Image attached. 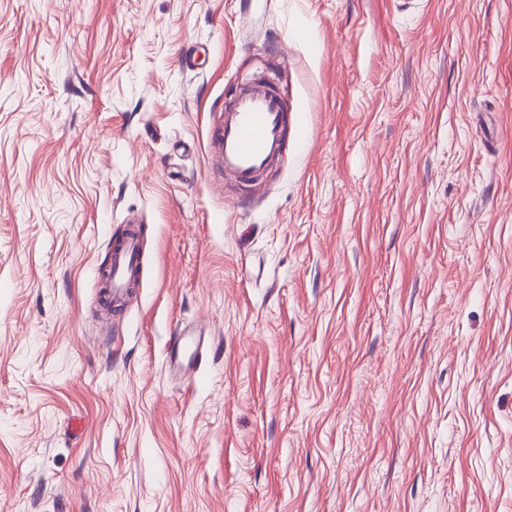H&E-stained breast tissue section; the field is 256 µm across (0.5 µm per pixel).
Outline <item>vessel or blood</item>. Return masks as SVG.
<instances>
[{
    "label": "vessel or blood",
    "mask_w": 512,
    "mask_h": 512,
    "mask_svg": "<svg viewBox=\"0 0 512 512\" xmlns=\"http://www.w3.org/2000/svg\"><path fill=\"white\" fill-rule=\"evenodd\" d=\"M288 112L284 95L262 80L243 84L225 106L223 123L213 143L225 174L238 185L254 183L284 153L287 131H294L297 140H304L303 127L289 129ZM140 261L139 235L133 232L112 250L108 283L112 296L125 295ZM206 342L201 331L193 328L174 332L167 353L169 366L180 367L187 375L195 373Z\"/></svg>",
    "instance_id": "vessel-or-blood-1"
}]
</instances>
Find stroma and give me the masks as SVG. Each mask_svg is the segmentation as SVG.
<instances>
[{
    "instance_id": "obj_1",
    "label": "stroma",
    "mask_w": 512,
    "mask_h": 512,
    "mask_svg": "<svg viewBox=\"0 0 512 512\" xmlns=\"http://www.w3.org/2000/svg\"><path fill=\"white\" fill-rule=\"evenodd\" d=\"M0 512H512V0H0ZM288 112L284 95L266 81L243 84L224 107L223 123L212 141L224 174L240 186L261 177L285 151ZM141 261V245L138 228L127 235L119 246L112 250L111 278L108 288L113 297L124 296L130 286L134 271L138 272ZM196 329H180L170 336V345L167 353L168 367L172 370L175 366L183 368L181 376L193 374L198 369L201 361L203 346L208 345L206 336Z\"/></svg>"
}]
</instances>
